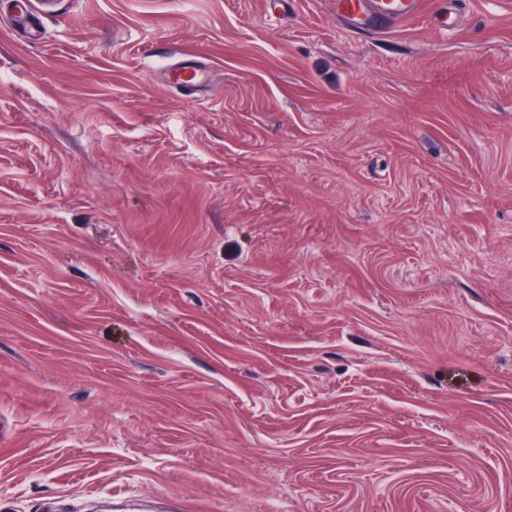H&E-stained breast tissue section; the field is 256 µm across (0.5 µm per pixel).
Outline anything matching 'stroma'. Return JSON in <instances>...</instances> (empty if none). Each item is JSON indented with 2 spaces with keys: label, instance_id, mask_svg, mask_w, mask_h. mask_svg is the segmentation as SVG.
<instances>
[{
  "label": "stroma",
  "instance_id": "obj_1",
  "mask_svg": "<svg viewBox=\"0 0 512 512\" xmlns=\"http://www.w3.org/2000/svg\"><path fill=\"white\" fill-rule=\"evenodd\" d=\"M26 5L0 512H512V0ZM420 0H336V15L358 33L372 30L378 19L400 22L415 17ZM173 83L191 91V94L200 93L204 88V73L197 65L188 61L181 62L173 71Z\"/></svg>",
  "mask_w": 512,
  "mask_h": 512
}]
</instances>
